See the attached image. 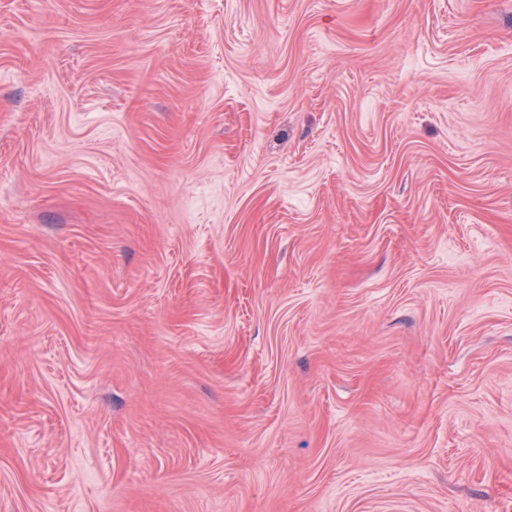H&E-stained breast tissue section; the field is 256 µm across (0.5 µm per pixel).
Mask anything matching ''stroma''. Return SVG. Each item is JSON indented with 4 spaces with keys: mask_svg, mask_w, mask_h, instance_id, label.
Masks as SVG:
<instances>
[{
    "mask_svg": "<svg viewBox=\"0 0 512 512\" xmlns=\"http://www.w3.org/2000/svg\"><path fill=\"white\" fill-rule=\"evenodd\" d=\"M0 512H512V0H0Z\"/></svg>",
    "mask_w": 512,
    "mask_h": 512,
    "instance_id": "obj_1",
    "label": "stroma"
}]
</instances>
